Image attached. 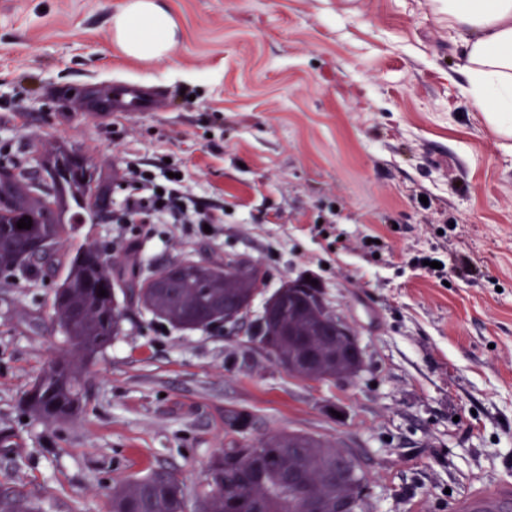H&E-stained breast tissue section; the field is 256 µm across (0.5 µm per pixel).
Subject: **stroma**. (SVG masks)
Listing matches in <instances>:
<instances>
[{
	"label": "stroma",
	"instance_id": "35a3bbf8",
	"mask_svg": "<svg viewBox=\"0 0 512 512\" xmlns=\"http://www.w3.org/2000/svg\"><path fill=\"white\" fill-rule=\"evenodd\" d=\"M125 2L0 0V153L37 171L75 149L116 208L128 167H173L224 221L86 224L53 274L0 275V492L37 512H112L113 486L164 469L193 505L215 456L288 431L356 453L366 512H464L473 493L512 492V149L461 91L446 0H159L180 40L149 66L112 42ZM121 81L166 88L167 108L90 116L52 94ZM83 244L147 273L248 256L270 292L310 276L364 366L301 380L245 331L131 307L77 413L39 419L25 395L66 348L53 302ZM451 250L482 277L410 263Z\"/></svg>",
	"mask_w": 512,
	"mask_h": 512
}]
</instances>
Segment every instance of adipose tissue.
I'll list each match as a JSON object with an SVG mask.
<instances>
[{
    "mask_svg": "<svg viewBox=\"0 0 512 512\" xmlns=\"http://www.w3.org/2000/svg\"><path fill=\"white\" fill-rule=\"evenodd\" d=\"M448 27L465 43L463 93L500 135L512 137V0H448ZM125 55L150 65L169 58L179 31L158 0H128L112 17Z\"/></svg>",
    "mask_w": 512,
    "mask_h": 512,
    "instance_id": "1",
    "label": "adipose tissue"
}]
</instances>
